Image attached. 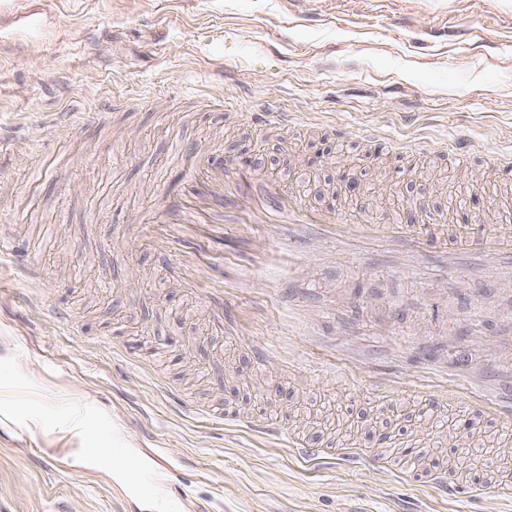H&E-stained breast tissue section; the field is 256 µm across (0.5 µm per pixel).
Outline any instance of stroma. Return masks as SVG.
I'll list each match as a JSON object with an SVG mask.
<instances>
[{"mask_svg":"<svg viewBox=\"0 0 512 512\" xmlns=\"http://www.w3.org/2000/svg\"><path fill=\"white\" fill-rule=\"evenodd\" d=\"M266 99L297 127L254 130L244 114ZM368 126L397 150L365 142ZM453 143L474 150L469 178L437 151ZM314 144L352 154L362 182L442 204L438 223L452 224V199L512 226V176L486 169L512 162V0H0V225L45 274L38 286L0 265V512H512L487 462L452 498L426 481L458 453L423 430L416 403L382 407L330 372L285 378L259 348L288 313L304 345L373 371L407 378L452 359L510 371L512 295L488 259L404 268L386 248L359 254L303 230L304 255L279 279L244 251L225 263L226 301L263 311L232 331L214 322L206 284L184 282L169 229L142 233L205 158L251 152L286 190L320 186L309 206L381 212L330 167L295 171ZM325 402L332 431L294 411ZM246 417L363 458L305 463L253 442L235 424ZM378 431L398 448L424 432L440 450L413 478L384 475Z\"/></svg>","mask_w":512,"mask_h":512,"instance_id":"stroma-1","label":"stroma"}]
</instances>
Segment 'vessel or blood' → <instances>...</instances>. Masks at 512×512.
I'll list each match as a JSON object with an SVG mask.
<instances>
[{
  "label": "vessel or blood",
  "mask_w": 512,
  "mask_h": 512,
  "mask_svg": "<svg viewBox=\"0 0 512 512\" xmlns=\"http://www.w3.org/2000/svg\"><path fill=\"white\" fill-rule=\"evenodd\" d=\"M248 118L251 125L259 130L285 129L297 123L295 114L285 112L272 103L249 113ZM228 201L247 209L255 223L277 230L285 225L292 229L302 227L317 234L320 240L355 250L385 244L396 253L422 256L433 249L446 261L456 262L469 255H480L494 264L512 268L511 229L495 224H468L460 228L442 224L416 226L342 216L333 211L307 207L299 198L284 195L273 180L263 182L259 195H249L244 186L229 180L227 169L220 166L210 168L205 174L189 177L181 195L166 198L161 209L162 221L169 224L176 234L186 237L192 235L195 225L211 223ZM292 252L290 238L276 237L257 263L262 269L275 270L282 256ZM177 260L184 277L189 280L197 281L213 275L211 264L198 252H180ZM265 350L270 361L276 362L282 374L288 377H311L319 371H330L345 385L366 388L376 400L384 403L407 397L434 408H451L471 415L474 430L456 431L448 436L449 444L456 448L472 446L479 426L512 423V392L501 393L470 378L451 373L434 375L425 371L404 380L390 373L372 374L365 366L332 354L311 350L286 354L279 346L271 344L266 345ZM241 426L262 443L293 448L307 461L319 460L328 454L327 449L307 447L301 438L293 436L279 424L247 419Z\"/></svg>",
  "instance_id": "vessel-or-blood-1"
}]
</instances>
